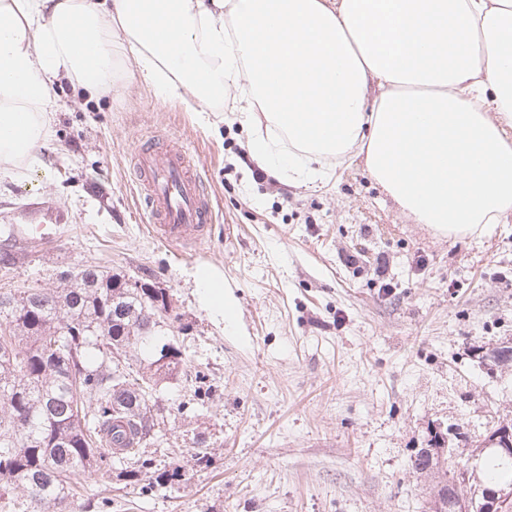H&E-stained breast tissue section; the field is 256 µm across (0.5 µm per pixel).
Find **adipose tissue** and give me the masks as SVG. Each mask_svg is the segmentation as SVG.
Listing matches in <instances>:
<instances>
[{"label": "adipose tissue", "mask_w": 512, "mask_h": 512, "mask_svg": "<svg viewBox=\"0 0 512 512\" xmlns=\"http://www.w3.org/2000/svg\"><path fill=\"white\" fill-rule=\"evenodd\" d=\"M62 79L92 96L141 79L196 112L234 98L276 176L363 156L444 235L512 213V0H0V172L47 144Z\"/></svg>", "instance_id": "obj_1"}]
</instances>
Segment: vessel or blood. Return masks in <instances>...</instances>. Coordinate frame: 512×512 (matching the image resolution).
<instances>
[{
  "mask_svg": "<svg viewBox=\"0 0 512 512\" xmlns=\"http://www.w3.org/2000/svg\"><path fill=\"white\" fill-rule=\"evenodd\" d=\"M138 181L149 210L151 232L166 242L189 249L211 235L212 205L191 154L182 145L169 143L164 150L136 151ZM50 224H17V241L48 239Z\"/></svg>",
  "mask_w": 512,
  "mask_h": 512,
  "instance_id": "b4317fda",
  "label": "vessel or blood"
}]
</instances>
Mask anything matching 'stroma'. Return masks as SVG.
Returning a JSON list of instances; mask_svg holds the SVG:
<instances>
[{
	"mask_svg": "<svg viewBox=\"0 0 512 512\" xmlns=\"http://www.w3.org/2000/svg\"><path fill=\"white\" fill-rule=\"evenodd\" d=\"M51 112L32 167L0 173V224L58 234L18 250L0 289L54 288L58 269L84 265L159 283L175 301L161 337L186 361L156 391L140 449L178 480L142 494L98 478L76 512L103 490L112 512H428L435 480L412 461L433 430L448 431L456 473L512 424V365L487 358L512 346V216L449 239L363 162L312 181L255 174L240 159L251 127L146 87L91 98L62 81ZM145 141L182 144L209 190L213 234L191 252L157 239L138 204ZM205 269L233 319L203 298Z\"/></svg>",
	"mask_w": 512,
	"mask_h": 512,
	"instance_id": "35a3bbf8",
	"label": "stroma"
}]
</instances>
